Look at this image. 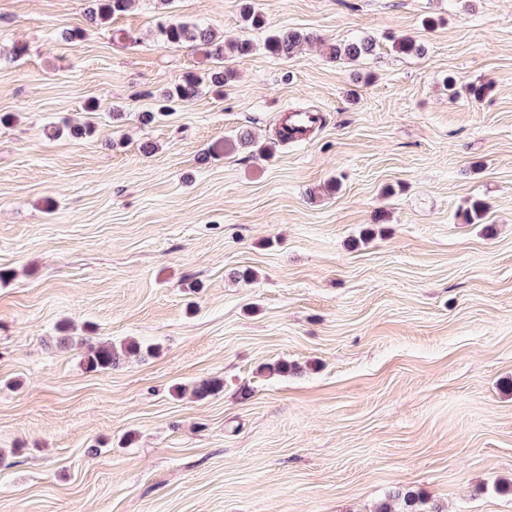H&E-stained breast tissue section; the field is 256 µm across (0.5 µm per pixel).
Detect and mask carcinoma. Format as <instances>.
I'll return each instance as SVG.
<instances>
[{
  "mask_svg": "<svg viewBox=\"0 0 512 512\" xmlns=\"http://www.w3.org/2000/svg\"><path fill=\"white\" fill-rule=\"evenodd\" d=\"M96 7L91 10V20L95 23L104 24L109 22L116 14L123 13L129 9L133 0H94ZM157 38L160 42L169 47H179L190 44L204 51L206 56L214 59L219 66L211 69L206 77L195 74L186 76L183 81L174 88L165 91L155 110L142 113V120L146 123L152 122L156 116L171 111L172 106L179 103H188L197 97L203 82L215 88L224 87L228 75L220 66L226 53V46L216 34L210 30L201 28L190 22H162L157 28ZM310 40V36L294 30H278L270 34L265 41L266 50L277 57H291L300 50V47ZM376 42L370 37H364L344 44L331 47L330 58L334 61H355L369 56L375 52ZM85 346L83 352V365L89 372L108 371L120 364L122 356L126 353L153 354V348L142 345L134 340L123 343L119 346L107 341L82 342ZM398 500L404 503L406 510L415 502L412 492H397L392 497L381 501L375 512H395L391 501Z\"/></svg>",
  "mask_w": 512,
  "mask_h": 512,
  "instance_id": "cac0c4a2",
  "label": "carcinoma"
}]
</instances>
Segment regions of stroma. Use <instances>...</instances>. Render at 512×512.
Returning a JSON list of instances; mask_svg holds the SVG:
<instances>
[{
	"label": "stroma",
	"mask_w": 512,
	"mask_h": 512,
	"mask_svg": "<svg viewBox=\"0 0 512 512\" xmlns=\"http://www.w3.org/2000/svg\"><path fill=\"white\" fill-rule=\"evenodd\" d=\"M252 2L0 0V512H512V0ZM169 16L253 50L144 125L213 66ZM64 325L156 352L92 373ZM91 1L96 2V7L91 10V20L100 24L107 23L112 19L114 15L127 11L133 2V0ZM310 40V36L294 30H278L265 41L266 50L277 57H291ZM376 49V42L370 37H364L344 44L331 47L330 58L334 61H355L372 55ZM205 80L215 88L224 87L228 75L223 66H216L211 69L204 77ZM204 78L195 74L187 75L183 81L177 84L173 89L165 91L154 111L143 112L142 120L146 123L152 122L157 115H164L171 111L172 106L179 103H188L197 97Z\"/></svg>",
	"instance_id": "obj_1"
}]
</instances>
